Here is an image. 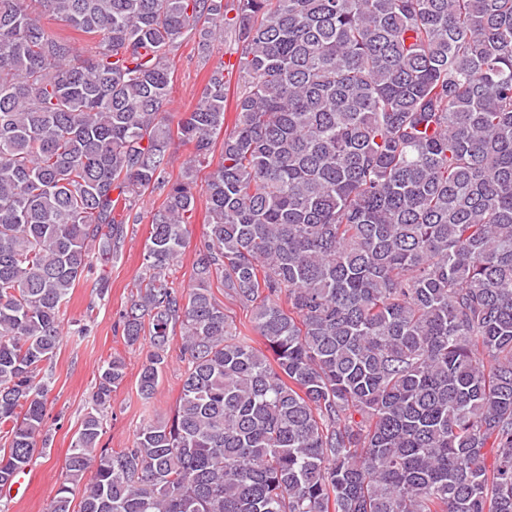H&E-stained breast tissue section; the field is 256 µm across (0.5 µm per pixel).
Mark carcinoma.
Returning <instances> with one entry per match:
<instances>
[{"mask_svg": "<svg viewBox=\"0 0 512 512\" xmlns=\"http://www.w3.org/2000/svg\"><path fill=\"white\" fill-rule=\"evenodd\" d=\"M226 29L233 129L222 66L172 123L170 54ZM148 191L116 324L149 336L146 399L182 337L181 394L104 448L103 360L48 512H512V0H0V494L48 448L72 289ZM39 19L41 23L44 24L45 27L52 31L53 33L61 37L69 38L72 42H75V45L78 49L82 50L87 47V42L84 35L74 30L70 25H68L64 21L47 16L39 17ZM212 167L199 168L197 171V189H198V203L192 217L189 219V224H186L187 229V245L183 250L178 262L172 267L170 280H174L176 286L182 285L187 287L190 283L193 265L196 261V248L201 239H203L206 231L207 224H205L206 217V194H205V180L207 174Z\"/></svg>", "mask_w": 512, "mask_h": 512, "instance_id": "1", "label": "carcinoma"}]
</instances>
